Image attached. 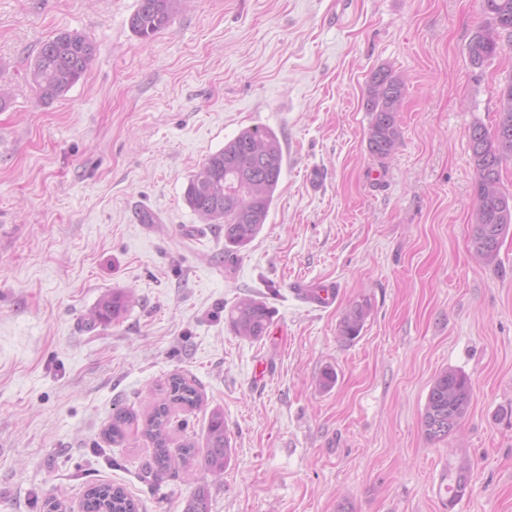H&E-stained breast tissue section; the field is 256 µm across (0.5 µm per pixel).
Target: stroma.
I'll list each match as a JSON object with an SVG mask.
<instances>
[{"instance_id":"obj_1","label":"stroma","mask_w":512,"mask_h":512,"mask_svg":"<svg viewBox=\"0 0 512 512\" xmlns=\"http://www.w3.org/2000/svg\"><path fill=\"white\" fill-rule=\"evenodd\" d=\"M139 0H0V512H80L87 488L123 487L139 512H512V238L497 264L471 244L469 130L493 127L512 46L483 68L468 44L479 0H182L170 25L129 28ZM96 47L85 76L44 101L31 79L62 31ZM404 79L400 143L367 149L372 71ZM275 131L285 165L266 223L224 262V229L187 204L189 177L241 130ZM328 280V309L297 282ZM115 291L129 305L92 318ZM272 309L256 341L224 311ZM364 303L360 335L341 339ZM263 374H256L257 366ZM472 401L429 442L421 419L443 370ZM202 395L174 410L169 448L203 440L221 411L232 459L143 477L140 432L173 372ZM333 372L323 386L324 372ZM466 464L456 502L449 466ZM294 293L298 299L305 303L315 305L317 308H327L336 301V284L333 282L317 284H295ZM368 316V308L363 304H354L349 307L340 321L341 337L353 340L357 338L363 329ZM137 422V417L129 410L116 408L112 415V424L105 430V438L112 444H122L127 439L128 429Z\"/></svg>"}]
</instances>
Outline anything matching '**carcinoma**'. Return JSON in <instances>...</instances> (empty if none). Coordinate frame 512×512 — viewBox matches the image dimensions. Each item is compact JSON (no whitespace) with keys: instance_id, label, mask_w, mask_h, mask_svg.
<instances>
[{"instance_id":"carcinoma-1","label":"carcinoma","mask_w":512,"mask_h":512,"mask_svg":"<svg viewBox=\"0 0 512 512\" xmlns=\"http://www.w3.org/2000/svg\"><path fill=\"white\" fill-rule=\"evenodd\" d=\"M180 0H139L129 19L131 31L149 38L165 29L172 20ZM486 24L473 35L468 45L470 64L481 68L502 50L501 37L512 38V0H479ZM95 54L88 36L64 31L46 40L32 66V80L44 101L67 93L86 74ZM405 92L404 82L382 68L371 73L364 106L371 116L367 130L369 153L377 160L391 157L400 133L397 114ZM469 150L476 178L473 186L476 209L471 229L474 252L484 262L494 264L506 237L512 235V195L501 189L503 165L512 161V78L499 87L498 107L493 129L483 124L472 125ZM284 156L276 133L267 127L241 131L224 147L210 154L202 167L188 180L185 199L190 208L208 224L224 225V256L231 257L246 247L266 223L274 201ZM127 307L126 296L114 293L104 298L96 313L100 322L118 320ZM368 308L363 304L349 307L340 321L341 337L353 340L363 329ZM272 311L262 300L244 296L229 308L225 322L234 335L245 340H258L265 333ZM162 397L146 416L141 435L153 447V455L145 467V478L158 481L180 465L202 454L204 466L216 473L224 471L232 456L230 440L224 429V417L212 412L204 448L186 440L180 447V459L168 448L171 410L178 406L192 410L201 404L197 388L183 375L174 373L161 388ZM472 388L465 374L444 370L434 379L422 416V430L430 442L448 438L468 413ZM137 422L130 411L117 408L105 438L113 444L127 439L128 429ZM449 502L461 497L468 485V470L461 465L449 475ZM82 512H138V504L121 487L108 483L90 486L82 498ZM183 512H209L208 493L203 487L187 499Z\"/></svg>"}]
</instances>
